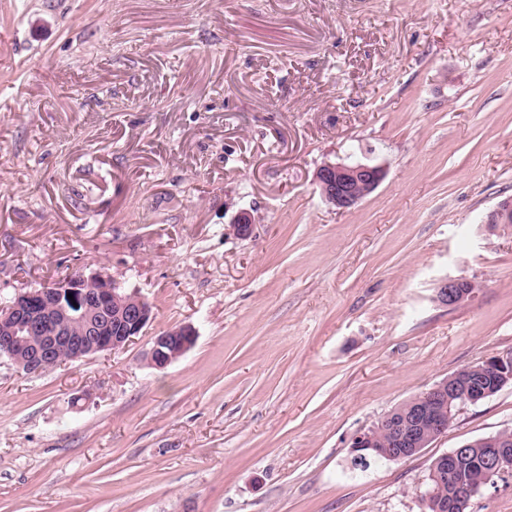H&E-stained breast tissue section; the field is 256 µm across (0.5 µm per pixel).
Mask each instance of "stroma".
I'll list each match as a JSON object with an SVG mask.
<instances>
[{
    "label": "stroma",
    "mask_w": 512,
    "mask_h": 512,
    "mask_svg": "<svg viewBox=\"0 0 512 512\" xmlns=\"http://www.w3.org/2000/svg\"><path fill=\"white\" fill-rule=\"evenodd\" d=\"M355 160L387 175L336 210L315 173ZM510 198L512 0H0V303L105 267L155 313L37 376L0 356V512H421L512 384L411 458L350 440L512 351ZM472 285L474 282L466 279H446L439 284L436 299L448 307L459 306L472 297ZM195 342V331L189 325L162 331L154 336L146 359L152 367L164 369L188 352Z\"/></svg>",
    "instance_id": "1"
}]
</instances>
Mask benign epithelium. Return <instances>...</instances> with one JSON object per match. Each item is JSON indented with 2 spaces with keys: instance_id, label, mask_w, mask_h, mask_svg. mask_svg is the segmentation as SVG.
I'll return each mask as SVG.
<instances>
[{
  "instance_id": "7a95c632",
  "label": "benign epithelium",
  "mask_w": 512,
  "mask_h": 512,
  "mask_svg": "<svg viewBox=\"0 0 512 512\" xmlns=\"http://www.w3.org/2000/svg\"><path fill=\"white\" fill-rule=\"evenodd\" d=\"M386 170L379 164L363 162H325L316 172V183L323 200L339 210H346L371 194L384 180ZM512 221V201L505 200L490 211L486 224ZM254 219L247 210L238 212L231 231L240 239L252 237ZM98 287H93V284ZM474 282L446 279L436 291V299L450 307L469 300ZM52 319V332L27 336L25 330ZM153 319L151 304L136 291H127L113 274L102 269L60 285L33 288L17 293L0 305V344L12 363L31 375L41 374L53 361L59 348H67L68 360L78 361L102 352L125 348L140 335ZM81 325V333L72 335V327ZM196 342L191 326L162 331L154 336L147 353L148 363L164 369L188 352ZM479 382L460 380L454 373L425 392L403 403V420L388 430L389 439L379 437L369 428L353 435L350 448L358 461L370 456L400 461L418 454L422 448L448 429V411L453 399L476 404L490 398L512 383V353L484 359ZM483 446L485 466L471 475L466 487L469 494L496 487L499 480L512 476V436L501 434L478 440Z\"/></svg>"
}]
</instances>
